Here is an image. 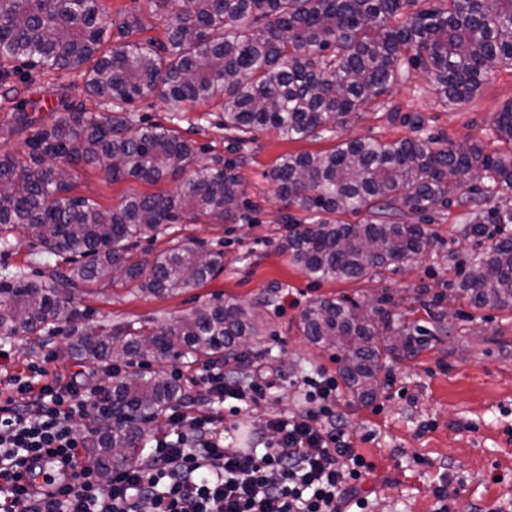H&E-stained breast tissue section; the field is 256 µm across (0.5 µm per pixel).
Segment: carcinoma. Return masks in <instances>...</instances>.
<instances>
[{"label": "carcinoma", "instance_id": "1", "mask_svg": "<svg viewBox=\"0 0 512 512\" xmlns=\"http://www.w3.org/2000/svg\"><path fill=\"white\" fill-rule=\"evenodd\" d=\"M175 16L162 45L131 39L140 18L104 16L101 0H0V79L9 65L74 73L85 92L108 106L81 105L34 132L25 149H0V244L16 229L47 252L65 256L51 281L0 274V334L34 336L75 315L72 296L108 279L133 283L147 296L175 295L208 280L224 255L182 239L152 263L135 256L139 239L168 234L180 220L234 224L244 190L233 168L204 166L183 136L161 124L132 127L124 106L162 95L171 112L215 102L224 130L238 141L265 128L289 140L344 128L360 107L381 97L401 58L432 78L453 104L471 100L502 65L512 66V0H151ZM270 22L259 24L262 19ZM502 148L455 149L446 141L347 139L325 153L290 155L270 173L275 194L323 218L290 224L280 248L305 273L352 281L372 268L415 263L433 242L407 211L446 207L451 197L512 195V102L494 121ZM91 167L111 182H180L175 194L132 193L116 208L74 194V180ZM367 213L359 224L330 215ZM479 274L460 284L473 307L512 309V238L473 257ZM382 295L372 306L318 298L300 315L313 344L336 351L349 390L371 398L387 359L416 356L431 340L425 330L396 322ZM254 305L224 300L155 328L117 336L83 335L70 353L97 364L158 357H222L262 335ZM181 396L178 380L133 371L112 382V410L123 417L100 423L93 457L103 474L130 461L157 415Z\"/></svg>", "mask_w": 512, "mask_h": 512}]
</instances>
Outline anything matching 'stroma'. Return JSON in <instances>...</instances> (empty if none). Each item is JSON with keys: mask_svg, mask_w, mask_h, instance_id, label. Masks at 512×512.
<instances>
[{"mask_svg": "<svg viewBox=\"0 0 512 512\" xmlns=\"http://www.w3.org/2000/svg\"><path fill=\"white\" fill-rule=\"evenodd\" d=\"M106 13L141 17V41L164 43L170 17L150 0H103ZM11 102L0 107V148L20 150L24 135L14 133L12 105L43 102L37 125H49L56 113L74 102L100 111L98 99L85 94L73 74L18 66L8 85ZM512 101V67L499 68L472 100L451 105L439 97L432 79L414 63H404L390 92L363 106L347 127L322 131L305 140H289L266 128L251 140L233 145L215 105H200L173 118L161 98L149 97L127 107L133 125L161 123L174 128L195 147L203 165L232 166L242 180L245 204L233 224H178L170 237L141 240L136 251L151 259L167 249L171 238L195 237L224 254V268L201 286L165 297L145 296L134 288L106 282L78 293L73 305L80 318L37 336H6L0 347L9 353L0 368L15 373L41 362L55 351V368L81 370V360L68 352L80 333L116 332L127 325L161 326L189 313L202 302L221 297L258 304L263 336L248 345L282 381L271 401L241 417L259 430L270 417L296 411L299 401L291 380L323 367L336 373L332 352L312 344L300 329L302 309L318 297L346 298L366 304L389 294L393 311L422 326L435 340L414 358L393 363L388 385L368 400L340 388L336 405L346 419V434L371 462V512H433L434 487L447 485L452 512H512V310L476 309L458 293L476 268L474 254L492 240L512 237V223L484 224L482 235L466 231L475 207L466 197L430 214L439 241L417 263L399 271L371 270L354 281L315 280L292 265L279 248L288 220L308 224L311 213L286 207L275 195L270 172L284 157L327 152L347 138L396 141L429 136L454 145L474 142L495 150L492 126L504 104ZM174 193L176 182L158 184L109 182L95 169L80 172L75 192L106 208L120 205L130 190ZM44 280L65 268L22 231H14L8 247L0 246V270Z\"/></svg>", "mask_w": 512, "mask_h": 512, "instance_id": "1", "label": "stroma"}]
</instances>
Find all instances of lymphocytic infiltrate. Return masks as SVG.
Returning <instances> with one entry per match:
<instances>
[{
	"mask_svg": "<svg viewBox=\"0 0 512 512\" xmlns=\"http://www.w3.org/2000/svg\"><path fill=\"white\" fill-rule=\"evenodd\" d=\"M55 359L0 377V512H370L373 465L345 437L326 370L296 380L298 410L268 419L244 456L225 445L210 404L233 416L261 406L278 375L244 356L204 366L190 383L205 400L176 401L169 432L105 477L87 448L111 416L112 385L52 373Z\"/></svg>",
	"mask_w": 512,
	"mask_h": 512,
	"instance_id": "lymphocytic-infiltrate-1",
	"label": "lymphocytic infiltrate"
}]
</instances>
